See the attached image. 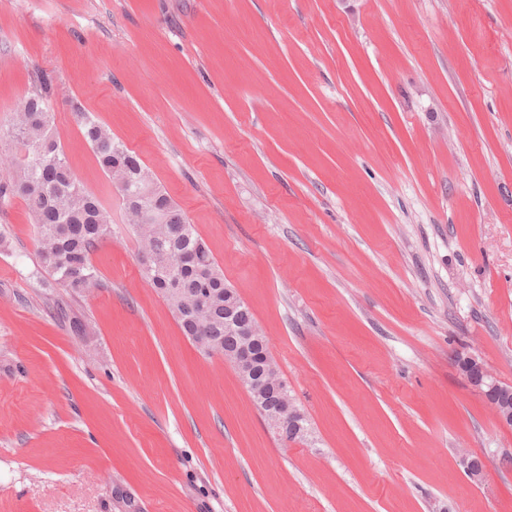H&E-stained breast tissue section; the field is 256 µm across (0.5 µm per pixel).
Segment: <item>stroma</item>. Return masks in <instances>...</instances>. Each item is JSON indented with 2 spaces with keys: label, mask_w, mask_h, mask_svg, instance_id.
Returning a JSON list of instances; mask_svg holds the SVG:
<instances>
[{
  "label": "stroma",
  "mask_w": 512,
  "mask_h": 512,
  "mask_svg": "<svg viewBox=\"0 0 512 512\" xmlns=\"http://www.w3.org/2000/svg\"><path fill=\"white\" fill-rule=\"evenodd\" d=\"M41 71L112 235L72 295L0 207V512H512V426L457 365L512 383V0H0V161ZM78 108L195 225L306 441L144 282Z\"/></svg>",
  "instance_id": "1"
}]
</instances>
